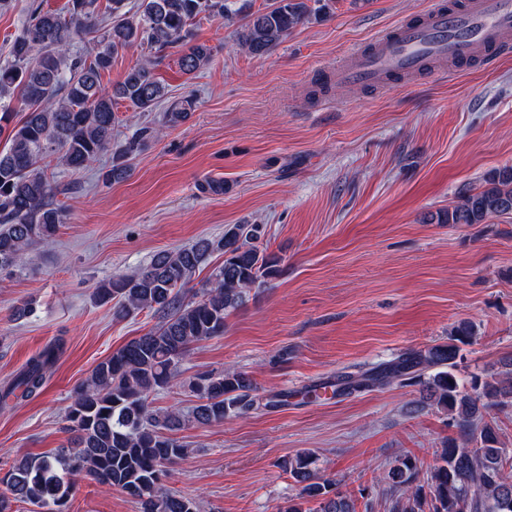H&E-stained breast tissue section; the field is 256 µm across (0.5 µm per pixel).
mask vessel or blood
I'll use <instances>...</instances> for the list:
<instances>
[{"label":"vessel or blood","instance_id":"obj_1","mask_svg":"<svg viewBox=\"0 0 512 512\" xmlns=\"http://www.w3.org/2000/svg\"><path fill=\"white\" fill-rule=\"evenodd\" d=\"M512 56V0H464L433 4L416 22H401L375 37L370 48L351 52L337 65V82L363 88L386 87L393 75L413 76L426 63L478 58L495 67Z\"/></svg>","mask_w":512,"mask_h":512}]
</instances>
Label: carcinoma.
I'll return each mask as SVG.
<instances>
[{
	"instance_id": "carcinoma-1",
	"label": "carcinoma",
	"mask_w": 512,
	"mask_h": 512,
	"mask_svg": "<svg viewBox=\"0 0 512 512\" xmlns=\"http://www.w3.org/2000/svg\"><path fill=\"white\" fill-rule=\"evenodd\" d=\"M125 2L108 0L111 22L88 59L68 53L74 39L97 32L96 0H67L63 11L36 5L13 40L11 61L0 65V270L22 265L31 245L54 243L64 223L45 159L56 154L70 170L87 167L112 143L116 100L150 112L165 97L150 60L131 67L113 92L105 91L102 74L113 57L144 45L157 52L184 46L180 63L191 74L211 59L210 49L191 43L194 19L201 14L236 19L229 0H141L133 17L126 16ZM329 8L328 0H271L242 18L239 45L262 56ZM15 97L25 105L18 120L11 106ZM508 215L512 166L490 172L480 187L439 214L437 223L484 224ZM264 235L263 224H234L217 239L162 251L149 264L96 288L99 301L113 302L115 318L144 310L164 318L99 362L77 388L66 410L71 433L66 446L53 456L25 455L0 471V512H15L18 501L38 512H65L79 481L87 478L121 491L138 512H198L196 501L162 484L170 468L191 454L174 432L258 409L257 387L247 373L228 368L189 381L196 403L187 412L176 406L155 410L149 398L170 387L193 345L224 335L226 318L243 305L247 290L278 275L279 258L256 246ZM215 252L224 263L199 293L187 297L196 270ZM471 335V327L462 323L453 343L410 349L375 372L348 378L355 391L391 380L422 385L414 411L444 410L461 437V443L438 451L427 471L409 453L396 457L383 477L382 494L391 512H512V448L502 446L494 421L495 412L512 408V359L503 373H473L462 381L456 374L460 345ZM60 352L58 343L45 346L0 398L35 393ZM281 466L301 490L298 501H288L278 512H307L303 503L309 500L318 501V512H356L354 497L336 480L319 475L312 453L299 452Z\"/></svg>"
}]
</instances>
